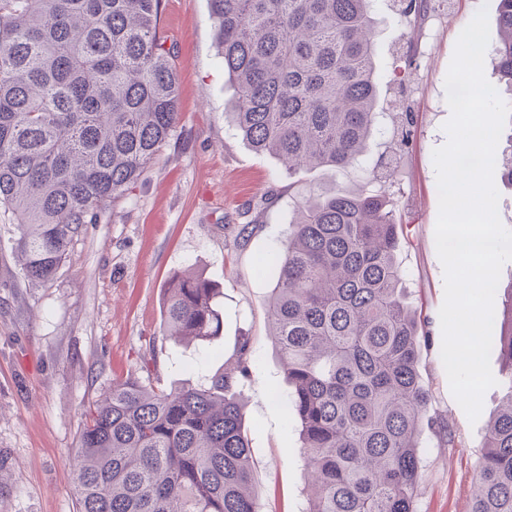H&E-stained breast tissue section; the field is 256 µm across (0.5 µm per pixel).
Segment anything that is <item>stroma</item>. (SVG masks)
Listing matches in <instances>:
<instances>
[{
  "label": "stroma",
  "instance_id": "stroma-1",
  "mask_svg": "<svg viewBox=\"0 0 512 512\" xmlns=\"http://www.w3.org/2000/svg\"><path fill=\"white\" fill-rule=\"evenodd\" d=\"M457 15L435 27L424 60L404 73L406 44L423 27H409L400 0H376L378 58L388 76L381 111L404 99L415 129L398 146V125L378 137L375 154L392 172L403 225L399 260L405 293L429 344L419 370L432 393L431 412L444 419L455 447L425 430L420 450L418 512H470L472 479L485 433L505 392L498 353L476 422L455 400L441 360L439 310L444 272L435 246L438 187L432 160L448 137L445 78L463 28L487 9L497 28L496 0H460ZM160 27L174 56L179 122L152 169L99 223L85 225L71 258L45 284H31L13 253L14 226H0V512H77L72 452L83 410L113 379L141 375V356L155 350L162 387L204 383L239 337H249L251 373L241 391L261 512H300L306 482L299 434L280 393L288 389L269 335L267 303L274 273L259 258L288 231L298 203L339 190L372 191L367 168L321 167L288 174L277 159L254 153L225 119L233 89L217 58L207 0H162ZM256 230L242 245L239 225ZM195 268L224 292V330L212 343L163 339V288L174 273Z\"/></svg>",
  "mask_w": 512,
  "mask_h": 512
}]
</instances>
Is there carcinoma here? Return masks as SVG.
Masks as SVG:
<instances>
[{
	"label": "carcinoma",
	"mask_w": 512,
	"mask_h": 512,
	"mask_svg": "<svg viewBox=\"0 0 512 512\" xmlns=\"http://www.w3.org/2000/svg\"><path fill=\"white\" fill-rule=\"evenodd\" d=\"M374 0H208L218 56L235 90L237 134L288 172L344 169L372 155L383 77ZM161 0H0V208L18 230L21 276L54 278L71 244L158 159L178 121ZM492 48L512 96V0H497ZM402 225L384 194L341 190L299 204L266 256L273 342L311 469L303 512H417L422 336L401 297ZM493 348L507 392L489 422L470 512H512V316ZM220 291L203 274L172 275L161 332L209 344ZM249 343L235 344L204 385L112 381L84 409L73 454L79 512H260L238 393Z\"/></svg>",
	"instance_id": "carcinoma-1"
}]
</instances>
